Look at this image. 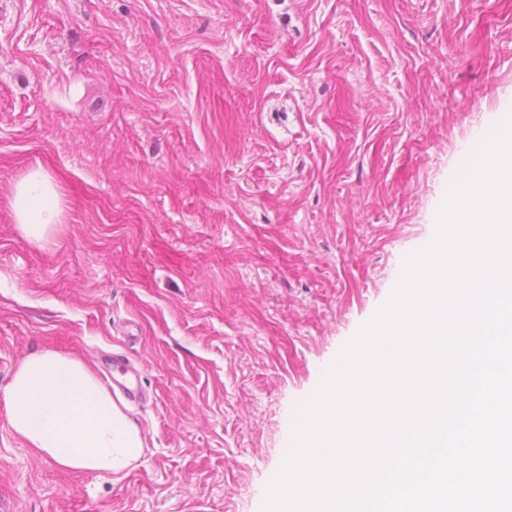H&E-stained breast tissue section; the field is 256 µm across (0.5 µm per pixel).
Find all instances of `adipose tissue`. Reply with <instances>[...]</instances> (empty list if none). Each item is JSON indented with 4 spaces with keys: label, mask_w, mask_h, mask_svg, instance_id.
<instances>
[{
    "label": "adipose tissue",
    "mask_w": 512,
    "mask_h": 512,
    "mask_svg": "<svg viewBox=\"0 0 512 512\" xmlns=\"http://www.w3.org/2000/svg\"><path fill=\"white\" fill-rule=\"evenodd\" d=\"M12 212L28 239L58 224L60 194L35 170L13 190ZM0 418L29 447L72 470L121 474L143 452L138 428L79 358L54 349L28 355L0 390Z\"/></svg>",
    "instance_id": "1"
}]
</instances>
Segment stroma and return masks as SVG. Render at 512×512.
I'll list each match as a JSON object with an SVG mask.
<instances>
[{"instance_id": "stroma-1", "label": "stroma", "mask_w": 512, "mask_h": 512, "mask_svg": "<svg viewBox=\"0 0 512 512\" xmlns=\"http://www.w3.org/2000/svg\"><path fill=\"white\" fill-rule=\"evenodd\" d=\"M511 115L512 0H0V388L78 356L144 441L72 471L0 418V512H262ZM35 168L64 209L42 244L9 208Z\"/></svg>"}]
</instances>
